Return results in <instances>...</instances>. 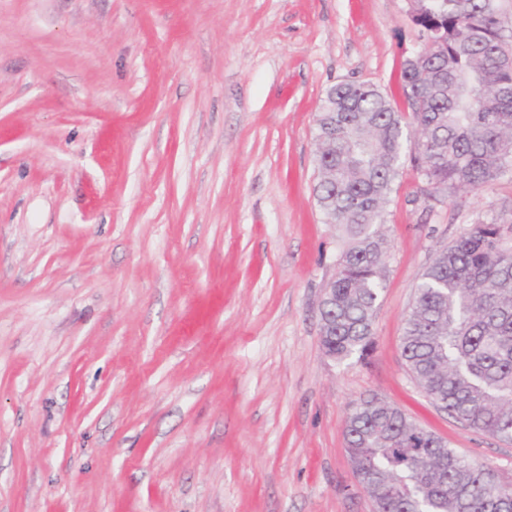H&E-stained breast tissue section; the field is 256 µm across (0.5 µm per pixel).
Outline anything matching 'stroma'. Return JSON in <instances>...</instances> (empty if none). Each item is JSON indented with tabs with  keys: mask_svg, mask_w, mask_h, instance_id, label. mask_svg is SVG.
I'll return each instance as SVG.
<instances>
[{
	"mask_svg": "<svg viewBox=\"0 0 512 512\" xmlns=\"http://www.w3.org/2000/svg\"><path fill=\"white\" fill-rule=\"evenodd\" d=\"M409 0H0V512H374L344 427L377 394L512 483V444L414 383L403 317L512 173L404 166L366 359L320 343L341 229L314 117L401 100Z\"/></svg>",
	"mask_w": 512,
	"mask_h": 512,
	"instance_id": "1",
	"label": "stroma"
}]
</instances>
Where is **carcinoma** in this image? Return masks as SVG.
<instances>
[{
	"label": "carcinoma",
	"instance_id": "cac0c4a2",
	"mask_svg": "<svg viewBox=\"0 0 512 512\" xmlns=\"http://www.w3.org/2000/svg\"><path fill=\"white\" fill-rule=\"evenodd\" d=\"M414 24L437 50L402 64L406 113L357 81L317 112V203L344 231L320 327L335 360L365 359L385 280L386 207L404 164L437 191H478L512 171V41L499 0H424ZM413 124L415 133L404 134ZM402 355L425 395L457 421L512 444V214L479 221L421 275ZM354 471L376 512H512V485L377 395L351 406Z\"/></svg>",
	"mask_w": 512,
	"mask_h": 512
}]
</instances>
